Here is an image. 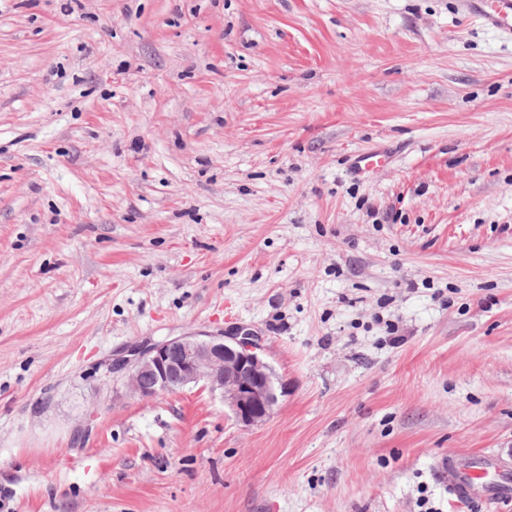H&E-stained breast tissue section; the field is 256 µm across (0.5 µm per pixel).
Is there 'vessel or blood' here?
<instances>
[{
	"instance_id": "obj_1",
	"label": "vessel or blood",
	"mask_w": 512,
	"mask_h": 512,
	"mask_svg": "<svg viewBox=\"0 0 512 512\" xmlns=\"http://www.w3.org/2000/svg\"><path fill=\"white\" fill-rule=\"evenodd\" d=\"M456 8L484 28L512 38V0H456ZM387 159L383 150H369L355 156L353 168L358 175L366 176ZM439 468L449 495L457 500L512 498V481L489 469L472 468L453 458L441 461Z\"/></svg>"
}]
</instances>
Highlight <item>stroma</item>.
<instances>
[{
  "label": "stroma",
  "mask_w": 512,
  "mask_h": 512,
  "mask_svg": "<svg viewBox=\"0 0 512 512\" xmlns=\"http://www.w3.org/2000/svg\"><path fill=\"white\" fill-rule=\"evenodd\" d=\"M240 327L285 383L253 427L110 369ZM449 457L512 476V40L455 0H0V512H512ZM388 159L386 152L373 149L355 156L353 168L358 175L367 176ZM441 477L448 494L458 501L508 500L512 498V481L503 478L494 465L476 469L457 459L441 461ZM493 469V470H492ZM493 472V476H490Z\"/></svg>",
  "instance_id": "stroma-1"
}]
</instances>
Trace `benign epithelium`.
<instances>
[{"label": "benign epithelium", "instance_id": "obj_1", "mask_svg": "<svg viewBox=\"0 0 512 512\" xmlns=\"http://www.w3.org/2000/svg\"><path fill=\"white\" fill-rule=\"evenodd\" d=\"M111 369L126 376L129 392L142 399L176 393L204 382L244 427L263 422L278 403L273 369L252 333H196L136 346Z\"/></svg>", "mask_w": 512, "mask_h": 512}]
</instances>
